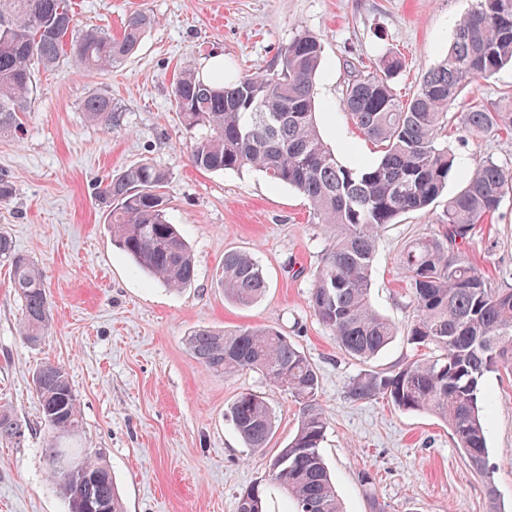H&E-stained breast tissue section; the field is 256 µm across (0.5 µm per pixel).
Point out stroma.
I'll return each instance as SVG.
<instances>
[{"instance_id":"obj_1","label":"stroma","mask_w":512,"mask_h":512,"mask_svg":"<svg viewBox=\"0 0 512 512\" xmlns=\"http://www.w3.org/2000/svg\"><path fill=\"white\" fill-rule=\"evenodd\" d=\"M474 0H72L79 26L119 34L126 15L142 11L154 26L122 64L90 73L71 61L38 76L22 138H0V181L13 195L0 202V233L40 267L52 307L38 345L20 334V304L7 265L0 264V410L25 428L18 443L0 442V512H66L49 478L44 450L52 442L32 384L44 362L62 364L81 404L83 425L71 444L100 453L125 512H236L239 493L266 480L267 461L298 426V406L263 375L205 371L186 338L201 326L235 330L269 326L287 336L319 374L327 431L322 455L344 512H512V375L487 373L483 394L489 479L456 448L447 424L424 412L398 410L379 398L350 397L352 378L390 372L418 352L397 337L362 362L343 355L314 316L309 292L333 231L314 223L305 198L254 170L202 172L189 162L190 140L173 106L172 82L184 62L224 57L244 74L273 62L298 34L317 36V123L343 164L377 160L341 107L352 66L400 52L406 67L394 87L407 95L447 53L458 20ZM92 93L111 97L119 120L106 131L81 110ZM512 96V67L465 89L452 107ZM448 144L461 158L448 179L457 193L469 171L491 160L512 166V135L475 137L459 122ZM150 161L171 174L169 217L188 242L196 279L180 292L137 273L112 244L96 189L126 166ZM446 197L407 213L381 232L371 271L372 305L405 327L414 314L399 263L413 239L437 232ZM229 250L249 253L268 288L255 305L225 298L217 274ZM491 287L512 288V198L478 225L462 252ZM267 396L275 433L265 451L246 448L226 417L236 395ZM370 473L371 484L361 480Z\"/></svg>"}]
</instances>
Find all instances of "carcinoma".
<instances>
[{"instance_id": "obj_1", "label": "carcinoma", "mask_w": 512, "mask_h": 512, "mask_svg": "<svg viewBox=\"0 0 512 512\" xmlns=\"http://www.w3.org/2000/svg\"><path fill=\"white\" fill-rule=\"evenodd\" d=\"M153 24L143 12L129 14L120 35L76 28L68 0H0V137L20 138L22 116L31 108L40 71L73 60L89 72L121 64L139 48ZM320 39L301 33L267 67L224 77L201 78L192 64L179 72L172 90L175 111L193 139L190 160L204 172L254 169L273 183L298 191L318 224L334 228L312 284L309 304L345 355L367 361L397 336L396 327L370 302V271L379 233L399 215L422 211L445 191L458 169V154L443 140L450 108L466 86L512 66V0H476L459 20L447 55L430 68L407 98L393 80L405 68L391 53L346 83L344 109L367 138L384 146L374 163L344 165L322 139L317 124L316 79ZM85 118L109 131L117 122L112 99L85 98ZM459 122L473 136L512 132V97L475 103ZM168 170L149 161L125 167L101 184L113 245L146 273L179 291L192 285L191 251L168 215ZM512 196V168L492 160L478 164L466 185L448 198L439 233L410 242L400 254L415 315L403 335L430 350L397 369L359 374L349 384L356 400L385 397L401 411L429 412L444 420L472 470L495 490L486 468L488 453L481 381L492 371L512 374V288L493 289L461 256L472 231ZM0 262L10 266L22 303L21 335L41 342L51 320L44 278L30 257L0 234ZM224 296L249 307L265 294L262 267L245 252L224 253L218 276ZM202 368L226 376L258 370L271 387L299 406L297 431L268 464L272 484L293 502L294 512H343L321 454L327 418L318 399L319 376L305 354L272 328L233 331L198 328L187 337ZM32 382L49 428L73 436L82 425L80 401L67 369L45 363ZM228 417L246 447L263 449L272 439L275 416L268 400L241 392ZM22 424L0 412V442L24 437ZM61 448L45 449L49 476L63 498L70 487L95 477L93 497L106 512H124L112 472L97 454L69 449L75 463L58 468ZM267 488L243 490L237 512H265Z\"/></svg>"}]
</instances>
